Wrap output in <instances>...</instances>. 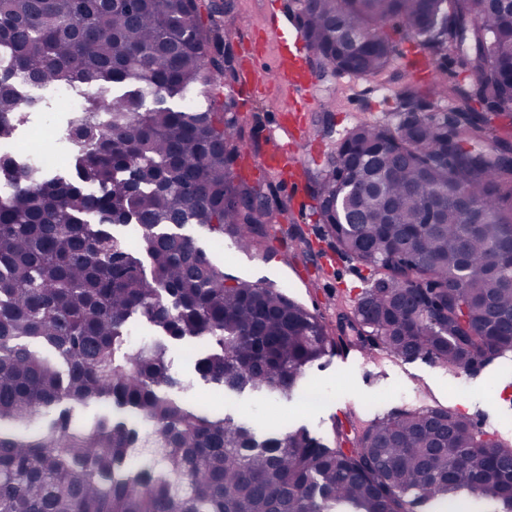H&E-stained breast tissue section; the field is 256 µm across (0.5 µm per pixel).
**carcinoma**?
I'll return each instance as SVG.
<instances>
[{"mask_svg": "<svg viewBox=\"0 0 512 512\" xmlns=\"http://www.w3.org/2000/svg\"><path fill=\"white\" fill-rule=\"evenodd\" d=\"M307 48L336 74L381 73L398 20L435 55L457 52L466 88L435 82L429 113L401 96L397 124L358 123L318 182L336 251L369 270L332 332L281 289L224 274L180 229L266 242L288 212L273 185L235 173L241 77L221 51V5L200 0H0V145L43 94L81 93L68 166L0 152V512H414L461 490L512 512V458L452 409L400 411L331 441L298 427L261 441L194 413L169 359L203 340L197 375L289 398L341 347H377L474 371L512 352V2L290 0ZM201 93L206 106L192 102ZM452 100V115L442 103ZM485 108L479 113L475 105ZM138 226V242L112 232ZM138 317L155 335L133 348ZM106 400L145 432L72 409ZM47 418L29 432L34 416Z\"/></svg>", "mask_w": 512, "mask_h": 512, "instance_id": "1", "label": "carcinoma"}]
</instances>
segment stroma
Wrapping results in <instances>:
<instances>
[{
  "mask_svg": "<svg viewBox=\"0 0 512 512\" xmlns=\"http://www.w3.org/2000/svg\"><path fill=\"white\" fill-rule=\"evenodd\" d=\"M234 24L224 30V43L235 58L261 54L264 66L277 57L275 40H259L267 25L268 0H227ZM389 32L395 53L388 67L375 76L319 75L309 98L310 109L294 111L295 94L279 86L265 91L244 85L258 116V128L245 136L244 154L262 157L273 141L295 138L300 161L302 206L289 202L288 184L267 170L249 175L252 183H272L277 197L288 205V221L271 236L265 248L238 252L230 238L184 227L212 261L226 274L254 281L272 282L335 324L338 313L351 308L365 285L366 269L356 261L336 255L316 212L314 194L320 172L334 155L344 130L361 122H389L395 117L398 96L411 92L425 96L429 84L441 80L448 86L465 85L467 74L451 54L432 55L413 41L401 24ZM199 343L172 350L173 368L189 386L182 397L196 411L221 417L252 419L257 432L277 429L287 434L307 426L315 435L331 438L334 420L353 417L368 422L402 410L450 408L465 414L486 438L512 444V354L476 372L454 371L416 358L395 359L376 353L362 363L350 348L318 361L307 371V382L292 400L271 404L265 415L253 417V393L227 394L202 381L194 372L192 356Z\"/></svg>",
  "mask_w": 512,
  "mask_h": 512,
  "instance_id": "obj_1",
  "label": "stroma"
}]
</instances>
